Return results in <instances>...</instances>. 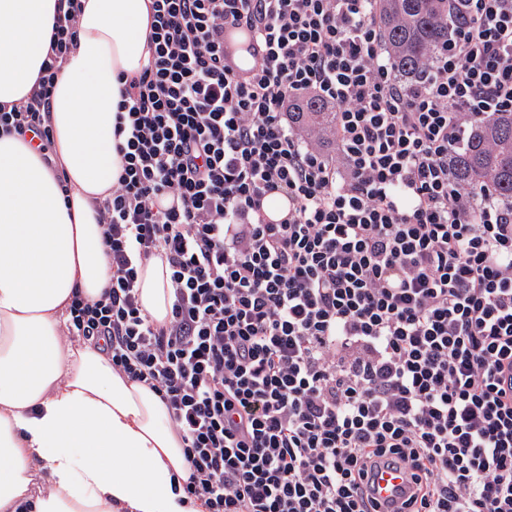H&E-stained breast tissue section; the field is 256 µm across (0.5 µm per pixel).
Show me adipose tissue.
<instances>
[{
	"label": "adipose tissue",
	"instance_id": "adipose-tissue-1",
	"mask_svg": "<svg viewBox=\"0 0 512 512\" xmlns=\"http://www.w3.org/2000/svg\"><path fill=\"white\" fill-rule=\"evenodd\" d=\"M59 3L0 0V108L30 100ZM149 3L80 0L48 148L0 133V512H205L184 499L189 464L159 396L94 344L62 342L73 292L99 298L111 277L95 202L121 170L120 79L148 57ZM170 273L158 255L139 271L140 303L160 323Z\"/></svg>",
	"mask_w": 512,
	"mask_h": 512
}]
</instances>
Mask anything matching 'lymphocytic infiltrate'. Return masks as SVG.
Listing matches in <instances>:
<instances>
[{
  "instance_id": "obj_1",
  "label": "lymphocytic infiltrate",
  "mask_w": 512,
  "mask_h": 512,
  "mask_svg": "<svg viewBox=\"0 0 512 512\" xmlns=\"http://www.w3.org/2000/svg\"><path fill=\"white\" fill-rule=\"evenodd\" d=\"M466 2L469 25L406 82L376 0H151L97 208L110 284L74 294L67 338L104 339L160 397L207 512H380L383 461L412 471L407 512H512V201L448 168L467 117L512 112V0ZM77 11L55 16L39 90L0 132L49 139ZM307 95L336 112L334 152L289 121ZM156 254L161 323L136 288ZM170 273L166 259L160 255L144 262L139 271L140 304L159 323L164 322L170 312Z\"/></svg>"
}]
</instances>
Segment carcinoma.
Returning a JSON list of instances; mask_svg holds the SVG:
<instances>
[{
	"mask_svg": "<svg viewBox=\"0 0 512 512\" xmlns=\"http://www.w3.org/2000/svg\"><path fill=\"white\" fill-rule=\"evenodd\" d=\"M382 40L394 69L403 77H417L431 56L448 43L456 25L465 21L462 0L449 8L448 0H378ZM294 125L307 138L330 137L335 112L317 98L295 102ZM452 180L461 186L486 183L512 200V112L471 118L464 138L450 161Z\"/></svg>",
	"mask_w": 512,
	"mask_h": 512,
	"instance_id": "cac0c4a2",
	"label": "carcinoma"
}]
</instances>
